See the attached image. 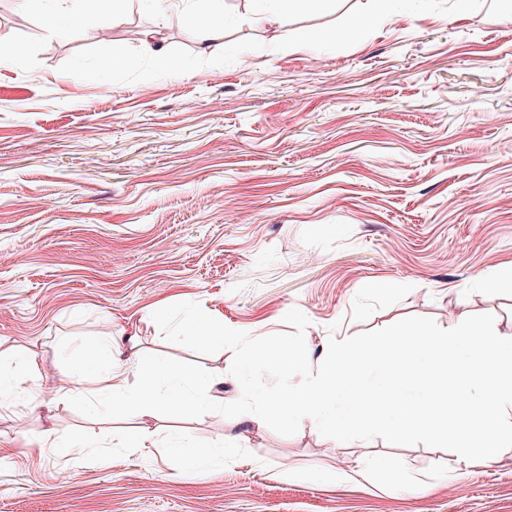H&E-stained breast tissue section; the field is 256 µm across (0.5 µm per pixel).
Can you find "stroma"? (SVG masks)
Returning <instances> with one entry per match:
<instances>
[{
    "instance_id": "stroma-1",
    "label": "stroma",
    "mask_w": 512,
    "mask_h": 512,
    "mask_svg": "<svg viewBox=\"0 0 512 512\" xmlns=\"http://www.w3.org/2000/svg\"><path fill=\"white\" fill-rule=\"evenodd\" d=\"M366 5L291 14L275 41L224 0L207 53L150 0H115L106 39L0 0V42L28 49L0 62V371L19 379L0 398V512H512V448L467 467L307 421L283 436L157 416L158 439L248 459L187 474L164 449L114 447L135 418L58 395L72 377L94 390L86 347L109 334L237 400L231 350L163 338L152 315L178 302L254 336L299 309L314 364L330 338L408 316L512 327V0H386L382 26L351 28ZM116 51L125 65L98 79ZM47 428L87 454L40 451Z\"/></svg>"
}]
</instances>
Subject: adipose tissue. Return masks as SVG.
<instances>
[{"label":"adipose tissue","instance_id":"adipose-tissue-1","mask_svg":"<svg viewBox=\"0 0 512 512\" xmlns=\"http://www.w3.org/2000/svg\"><path fill=\"white\" fill-rule=\"evenodd\" d=\"M112 348L111 337H100L87 363L112 410L143 421L155 417L160 403L172 394L179 395L183 405L192 410H213L211 390L215 382L208 375L187 379L185 373L158 357L140 352L122 363Z\"/></svg>","mask_w":512,"mask_h":512}]
</instances>
